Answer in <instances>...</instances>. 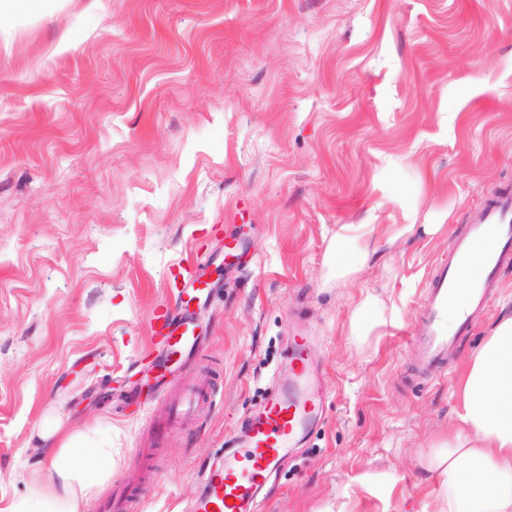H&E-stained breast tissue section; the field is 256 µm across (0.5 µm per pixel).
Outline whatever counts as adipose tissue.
I'll use <instances>...</instances> for the list:
<instances>
[{
	"mask_svg": "<svg viewBox=\"0 0 512 512\" xmlns=\"http://www.w3.org/2000/svg\"><path fill=\"white\" fill-rule=\"evenodd\" d=\"M434 224H343L324 259L325 286L344 288L358 279L379 243H394ZM395 321V306L379 294L362 292L348 321L356 346L368 344ZM456 426L434 445L430 471L442 479L438 512H512V312L502 313L471 355L458 384ZM39 445L47 467L34 471L27 493L10 512H85L112 478L111 430L41 429Z\"/></svg>",
	"mask_w": 512,
	"mask_h": 512,
	"instance_id": "adipose-tissue-1",
	"label": "adipose tissue"
}]
</instances>
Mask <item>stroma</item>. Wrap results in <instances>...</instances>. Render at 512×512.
Returning a JSON list of instances; mask_svg holds the SVG:
<instances>
[{
  "mask_svg": "<svg viewBox=\"0 0 512 512\" xmlns=\"http://www.w3.org/2000/svg\"><path fill=\"white\" fill-rule=\"evenodd\" d=\"M512 190V0H6L0 9V512L46 468V417L112 426L138 472L170 412L149 322L178 265L204 266L199 375L223 401L150 457L143 512L201 491L199 465L264 398L295 318L329 400L266 512H434L472 351L417 381L408 339L427 277L484 199ZM340 224H438L325 288ZM400 327L347 338L361 288Z\"/></svg>",
  "mask_w": 512,
  "mask_h": 512,
  "instance_id": "obj_1",
  "label": "stroma"
}]
</instances>
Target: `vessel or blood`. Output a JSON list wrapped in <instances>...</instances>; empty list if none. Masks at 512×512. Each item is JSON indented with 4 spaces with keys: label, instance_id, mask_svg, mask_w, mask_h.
I'll use <instances>...</instances> for the list:
<instances>
[{
    "label": "vessel or blood",
    "instance_id": "1",
    "mask_svg": "<svg viewBox=\"0 0 512 512\" xmlns=\"http://www.w3.org/2000/svg\"><path fill=\"white\" fill-rule=\"evenodd\" d=\"M512 264V191L488 196L453 242L448 261L438 265L425 290L410 339L414 375L436 378L445 374L461 337L469 335L476 317L499 290V273ZM195 265L182 268L173 306L154 313L151 344L158 369L156 390L165 393L171 356L192 358L205 340L191 311L205 289L194 287ZM309 339L296 336L277 372L273 390L242 420L228 440L221 461L202 474L203 492L189 512H261L263 494L283 461L315 429L327 396L316 388L308 362ZM222 394L214 383L188 384L173 398L174 416L158 423L164 436L177 422L189 421L199 407L216 403ZM141 478L124 475L113 484L109 512H139L136 494Z\"/></svg>",
    "mask_w": 512,
    "mask_h": 512
}]
</instances>
